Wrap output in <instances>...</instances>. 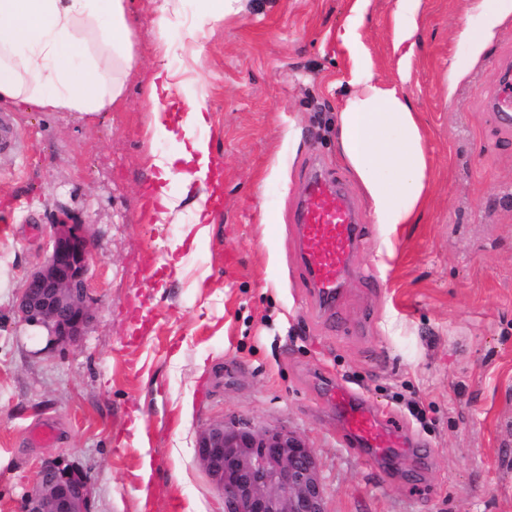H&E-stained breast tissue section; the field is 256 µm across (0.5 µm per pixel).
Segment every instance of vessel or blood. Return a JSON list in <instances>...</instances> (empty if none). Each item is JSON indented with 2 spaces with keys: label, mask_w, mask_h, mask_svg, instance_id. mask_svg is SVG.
Segmentation results:
<instances>
[{
  "label": "vessel or blood",
  "mask_w": 512,
  "mask_h": 512,
  "mask_svg": "<svg viewBox=\"0 0 512 512\" xmlns=\"http://www.w3.org/2000/svg\"><path fill=\"white\" fill-rule=\"evenodd\" d=\"M297 231L300 265L310 291L322 315L333 316L352 274V257L364 240L351 198L334 180L313 173L297 214ZM323 390L336 412L344 444L379 467L390 464L394 455L406 454L416 457L418 470L426 469L427 456L391 416L342 383L325 382Z\"/></svg>",
  "instance_id": "1"
}]
</instances>
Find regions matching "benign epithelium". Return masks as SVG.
I'll use <instances>...</instances> for the list:
<instances>
[{
	"label": "benign epithelium",
	"instance_id": "obj_1",
	"mask_svg": "<svg viewBox=\"0 0 512 512\" xmlns=\"http://www.w3.org/2000/svg\"><path fill=\"white\" fill-rule=\"evenodd\" d=\"M55 228L51 252L28 276L18 312L25 325L46 331L48 342L76 343L91 317L92 237L84 224L60 220ZM195 450L224 498V512H328L315 453L284 425L219 420L198 434ZM89 497L82 472L48 462L22 498L20 512H88Z\"/></svg>",
	"mask_w": 512,
	"mask_h": 512
}]
</instances>
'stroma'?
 I'll use <instances>...</instances> for the list:
<instances>
[{"instance_id": "35a3bbf8", "label": "stroma", "mask_w": 512, "mask_h": 512, "mask_svg": "<svg viewBox=\"0 0 512 512\" xmlns=\"http://www.w3.org/2000/svg\"><path fill=\"white\" fill-rule=\"evenodd\" d=\"M157 6L126 0L135 62L113 108H0L14 142L0 149V512H19L51 460L86 474L90 512L191 502L224 512L195 444L234 418L299 434L320 462L329 512H512V127L488 104L512 70V17L451 88L449 64L468 56L459 34L470 0H422L410 46L394 40L395 0H178L167 126L200 103L207 124L195 134L220 175L196 238L195 195L171 182L179 217L158 222L143 162L145 150L180 144L146 135ZM207 12L221 20L200 27ZM348 29L427 132L432 199L418 223L390 233L389 253L336 147ZM315 161L365 226L331 320L317 315L297 258L295 215ZM65 216L94 242L92 318L79 343L46 350L17 305ZM326 377L412 433L430 454L427 474L405 460L382 472L346 447ZM44 422L58 430L48 446L28 438Z\"/></svg>"}]
</instances>
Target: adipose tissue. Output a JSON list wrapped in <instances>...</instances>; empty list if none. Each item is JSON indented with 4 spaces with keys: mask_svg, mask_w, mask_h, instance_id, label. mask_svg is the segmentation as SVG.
I'll list each match as a JSON object with an SVG mask.
<instances>
[{
    "mask_svg": "<svg viewBox=\"0 0 512 512\" xmlns=\"http://www.w3.org/2000/svg\"><path fill=\"white\" fill-rule=\"evenodd\" d=\"M175 0H160L154 21L160 56L147 85L155 132H163L159 104L172 89L168 15ZM512 0H474L461 33L470 62H477L503 22ZM111 50V68L87 51L89 41ZM133 61L124 0H0V106L94 113L119 102L123 73ZM206 122L201 105L190 103L178 120L179 151L152 159L151 177L168 219L176 207L165 183L179 179L184 192L198 191L197 235L208 219L206 189L212 174L208 141L195 135ZM342 156L358 178L380 229L413 223L431 180L424 132L403 93L376 79L370 63L357 58L346 98L336 114Z\"/></svg>",
    "mask_w": 512,
    "mask_h": 512,
    "instance_id": "obj_1",
    "label": "adipose tissue"
}]
</instances>
